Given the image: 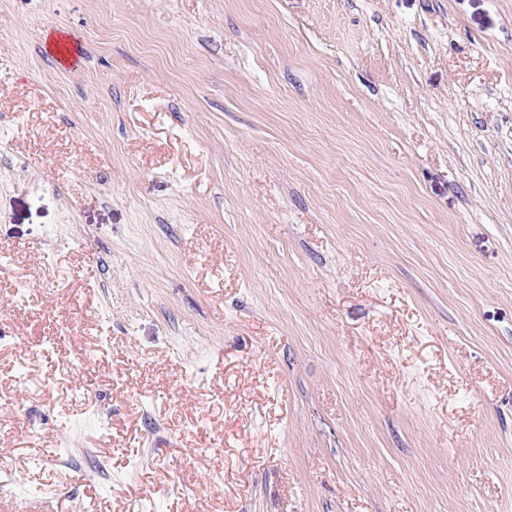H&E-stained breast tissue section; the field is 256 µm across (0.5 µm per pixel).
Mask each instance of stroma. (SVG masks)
<instances>
[{
    "label": "stroma",
    "instance_id": "obj_1",
    "mask_svg": "<svg viewBox=\"0 0 512 512\" xmlns=\"http://www.w3.org/2000/svg\"><path fill=\"white\" fill-rule=\"evenodd\" d=\"M0 512H512V0H0ZM53 36L54 40L51 39V36L46 38L43 44V52L57 63L63 64L72 53L71 44L63 32H54Z\"/></svg>",
    "mask_w": 512,
    "mask_h": 512
}]
</instances>
